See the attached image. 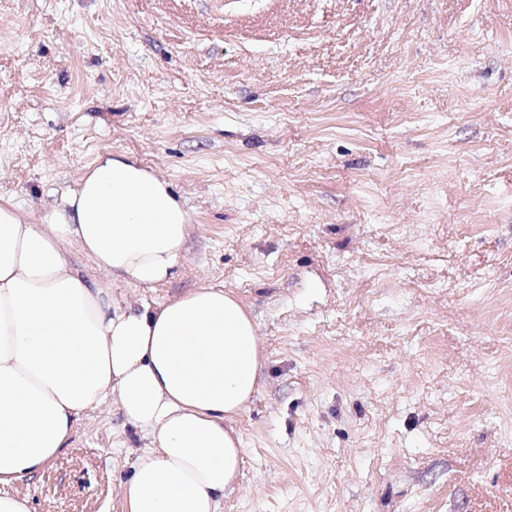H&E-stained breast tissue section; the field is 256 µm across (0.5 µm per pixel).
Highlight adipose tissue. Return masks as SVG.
I'll return each instance as SVG.
<instances>
[{"label":"adipose tissue","instance_id":"adipose-tissue-1","mask_svg":"<svg viewBox=\"0 0 512 512\" xmlns=\"http://www.w3.org/2000/svg\"><path fill=\"white\" fill-rule=\"evenodd\" d=\"M188 228L170 183L121 155L88 166L41 223L0 202V512H30L14 485L70 448L84 411L111 402L148 440L125 512H222L243 455L230 421L263 365L255 324L221 288L137 305L111 288L173 278Z\"/></svg>","mask_w":512,"mask_h":512}]
</instances>
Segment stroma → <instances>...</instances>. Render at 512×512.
<instances>
[{
  "instance_id": "obj_1",
  "label": "stroma",
  "mask_w": 512,
  "mask_h": 512,
  "mask_svg": "<svg viewBox=\"0 0 512 512\" xmlns=\"http://www.w3.org/2000/svg\"><path fill=\"white\" fill-rule=\"evenodd\" d=\"M169 181L265 361L223 512H512V0H0V198ZM116 405L18 484L122 512Z\"/></svg>"
}]
</instances>
